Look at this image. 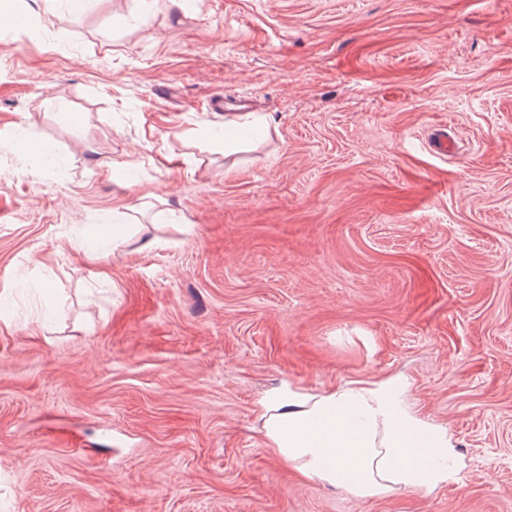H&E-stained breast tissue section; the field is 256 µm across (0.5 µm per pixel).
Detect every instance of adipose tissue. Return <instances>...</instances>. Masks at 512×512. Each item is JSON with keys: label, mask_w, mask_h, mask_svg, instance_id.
<instances>
[{"label": "adipose tissue", "mask_w": 512, "mask_h": 512, "mask_svg": "<svg viewBox=\"0 0 512 512\" xmlns=\"http://www.w3.org/2000/svg\"><path fill=\"white\" fill-rule=\"evenodd\" d=\"M402 390L396 379L321 394L277 389L260 402L264 435L305 476L359 497L448 483L457 473L448 433L406 408Z\"/></svg>", "instance_id": "1"}]
</instances>
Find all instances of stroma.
Wrapping results in <instances>:
<instances>
[{
    "instance_id": "35a3bbf8",
    "label": "stroma",
    "mask_w": 512,
    "mask_h": 512,
    "mask_svg": "<svg viewBox=\"0 0 512 512\" xmlns=\"http://www.w3.org/2000/svg\"><path fill=\"white\" fill-rule=\"evenodd\" d=\"M13 5L0 512H512V0ZM395 376L459 482L358 497L264 436L272 389ZM267 130V124L259 118L250 121L231 119L224 121L223 125L209 129L210 138L216 143H227L233 141H242L243 138L262 134Z\"/></svg>"
}]
</instances>
